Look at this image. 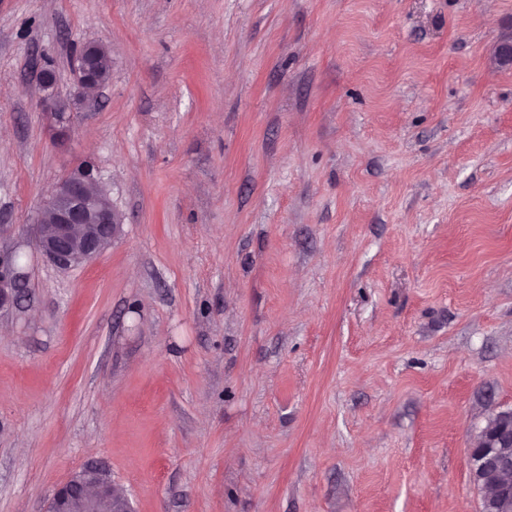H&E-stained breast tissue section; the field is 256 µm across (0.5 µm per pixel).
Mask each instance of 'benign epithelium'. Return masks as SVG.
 Returning a JSON list of instances; mask_svg holds the SVG:
<instances>
[{"instance_id": "7a95c632", "label": "benign epithelium", "mask_w": 512, "mask_h": 512, "mask_svg": "<svg viewBox=\"0 0 512 512\" xmlns=\"http://www.w3.org/2000/svg\"><path fill=\"white\" fill-rule=\"evenodd\" d=\"M99 50L97 44L82 48L75 78L79 101L88 89L109 81L103 71L109 62L100 60ZM102 181L98 165L86 158L69 169L44 198L39 214L51 213L53 224H36V247L56 268L70 270L91 261L120 233L121 216L112 202L91 193ZM19 258L17 249L0 247V312L18 306L24 298L26 274ZM467 453L472 482L484 491L483 512H512V409L489 417ZM105 503L111 512H133L106 469L89 464L53 492L47 512H101Z\"/></svg>"}]
</instances>
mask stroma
Here are the masks:
<instances>
[{"mask_svg": "<svg viewBox=\"0 0 512 512\" xmlns=\"http://www.w3.org/2000/svg\"><path fill=\"white\" fill-rule=\"evenodd\" d=\"M512 0H0V512H480L512 409ZM108 84L70 114L80 47ZM54 74L39 81L41 68ZM123 229L60 271L83 158ZM103 180L98 165L86 158L69 169L44 198L39 222L49 212L53 224L49 229L36 224V247L56 268L70 270L91 261L120 233L121 216L112 202L91 193ZM19 253L13 247H0V312L18 306L24 298L26 274L18 264ZM471 479L483 488V512H512V409L488 418L467 450ZM106 469L89 464L73 473L51 495L47 512H133L128 497L115 490Z\"/></svg>", "mask_w": 512, "mask_h": 512, "instance_id": "35a3bbf8", "label": "stroma"}]
</instances>
